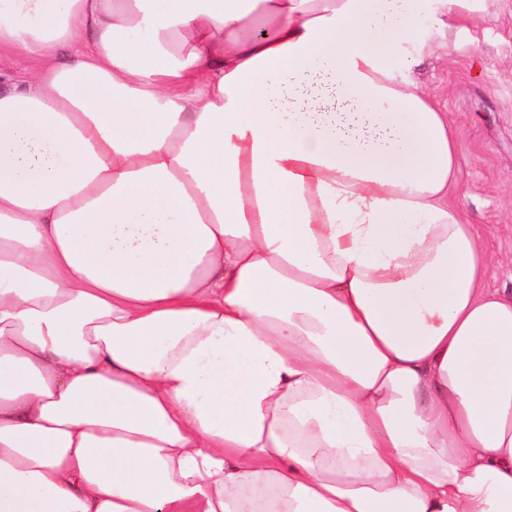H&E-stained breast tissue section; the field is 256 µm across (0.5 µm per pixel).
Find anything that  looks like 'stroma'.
<instances>
[{
    "instance_id": "stroma-1",
    "label": "stroma",
    "mask_w": 512,
    "mask_h": 512,
    "mask_svg": "<svg viewBox=\"0 0 512 512\" xmlns=\"http://www.w3.org/2000/svg\"><path fill=\"white\" fill-rule=\"evenodd\" d=\"M448 111L465 159L452 195L494 258L486 286L512 291V0L436 36L415 72Z\"/></svg>"
}]
</instances>
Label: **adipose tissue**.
Returning a JSON list of instances; mask_svg holds the SVG:
<instances>
[{
	"label": "adipose tissue",
	"instance_id": "1",
	"mask_svg": "<svg viewBox=\"0 0 512 512\" xmlns=\"http://www.w3.org/2000/svg\"><path fill=\"white\" fill-rule=\"evenodd\" d=\"M419 12L0 0L37 64L0 82V512H512V297L401 75Z\"/></svg>",
	"mask_w": 512,
	"mask_h": 512
}]
</instances>
